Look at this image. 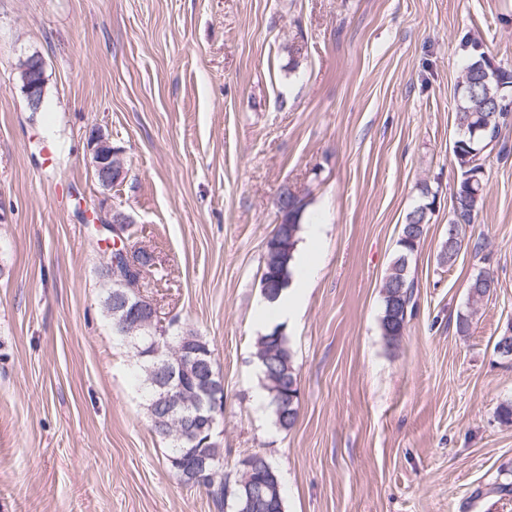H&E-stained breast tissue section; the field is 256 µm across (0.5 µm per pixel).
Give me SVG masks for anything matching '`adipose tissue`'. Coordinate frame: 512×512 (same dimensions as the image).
Listing matches in <instances>:
<instances>
[{"label": "adipose tissue", "instance_id": "adipose-tissue-1", "mask_svg": "<svg viewBox=\"0 0 512 512\" xmlns=\"http://www.w3.org/2000/svg\"><path fill=\"white\" fill-rule=\"evenodd\" d=\"M322 227L312 224L308 227V245L299 247L294 254L293 266L296 274L287 288L281 290L275 300L263 301L255 308V320L260 329L267 330L288 321L304 308L312 285L308 269L311 264V241L320 239Z\"/></svg>", "mask_w": 512, "mask_h": 512}]
</instances>
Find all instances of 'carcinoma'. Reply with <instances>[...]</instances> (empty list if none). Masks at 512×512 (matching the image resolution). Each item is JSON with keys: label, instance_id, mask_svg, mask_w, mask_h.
Wrapping results in <instances>:
<instances>
[{"label": "carcinoma", "instance_id": "obj_1", "mask_svg": "<svg viewBox=\"0 0 512 512\" xmlns=\"http://www.w3.org/2000/svg\"><path fill=\"white\" fill-rule=\"evenodd\" d=\"M485 67L487 59L484 53L471 55L464 69V76L477 81L475 94L454 104L455 125L467 122L483 128L479 144L480 153L474 157L479 168L484 167L486 150L490 145L499 142L502 125L506 124L508 116L512 115L511 108L501 112L487 111L490 97L496 94L502 97L511 92L512 88L498 90V80L492 76L487 81H482V69ZM483 192L484 188L476 187L466 195L459 190L453 194L452 217L448 220V225L453 227V234L448 237V246L441 247L440 262L453 263L467 245L461 226L473 223ZM304 209L303 199L296 198L292 208L285 215V223L275 225L272 235L266 241L261 288L268 300L276 299L292 278L290 262L296 249L297 233ZM428 210L430 204L423 203L406 215L398 241V254L383 283L385 296L380 326L383 336L391 344L397 342L405 331L407 315L404 308L413 307L414 281L410 278L409 265L404 258L412 257L417 251L425 234ZM133 258L138 266L135 272L127 269L119 275L115 274L111 271L107 256L104 257L100 269L101 277L109 284L104 298V309L115 334L118 333V326L123 321V311L117 306L119 297L127 296L147 306L153 305V300L140 293L138 285L140 273L146 274L152 267L153 255L141 250L133 255ZM493 288L495 281L490 274H485L482 281L475 276L469 283V300L476 304L489 295ZM136 336V346L132 347V353L140 374V385L147 394L148 422L151 423L160 416L159 406L154 404L157 397L152 383L155 366L163 361L173 364L178 362L172 348L182 343L194 349L196 354L189 360L183 359L178 362L181 364V371L177 372L171 398L180 402H196L199 394V375L193 361H214V350L209 342L195 331L183 327L177 317H167L159 311L156 312V321L144 325L137 331ZM255 358L262 368V381L270 397L276 424L288 430L294 426L299 415L300 384L294 352L288 336L283 332V326L278 325L270 332L257 337ZM151 432L168 445V461L171 464L179 459L188 463L196 455L205 456L212 461V473L201 481L191 483V486L204 489L218 512H224L227 505L232 507L233 512H248V507L244 506L246 493L257 486L256 473L239 467L236 470V479L232 483L229 482L224 476V449L217 441L216 433H211L209 440L205 442L200 440L192 443L189 437L184 435L179 424L165 422L159 428H151ZM255 456L259 467L266 469V474L271 476L270 484L278 497V508L284 509L283 487L277 470L266 456L258 452Z\"/></svg>", "mask_w": 512, "mask_h": 512}]
</instances>
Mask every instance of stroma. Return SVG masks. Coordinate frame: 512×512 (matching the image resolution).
Returning a JSON list of instances; mask_svg holds the SVG:
<instances>
[{
	"mask_svg": "<svg viewBox=\"0 0 512 512\" xmlns=\"http://www.w3.org/2000/svg\"><path fill=\"white\" fill-rule=\"evenodd\" d=\"M512 70V0H0V512H216L151 432L102 300L95 212L121 206L153 251L144 295L214 350L224 471L251 452L285 512H512V123L453 265L454 94L472 44ZM48 93L29 112L20 58ZM124 152L105 191L91 129ZM436 202L410 262L400 341L382 285L406 215ZM319 224L301 314L293 428L258 412L262 255L283 189ZM495 288L467 335L468 284ZM19 88L30 112H39L47 89L45 62L42 56L34 52L20 59Z\"/></svg>",
	"mask_w": 512,
	"mask_h": 512,
	"instance_id": "1",
	"label": "stroma"
}]
</instances>
